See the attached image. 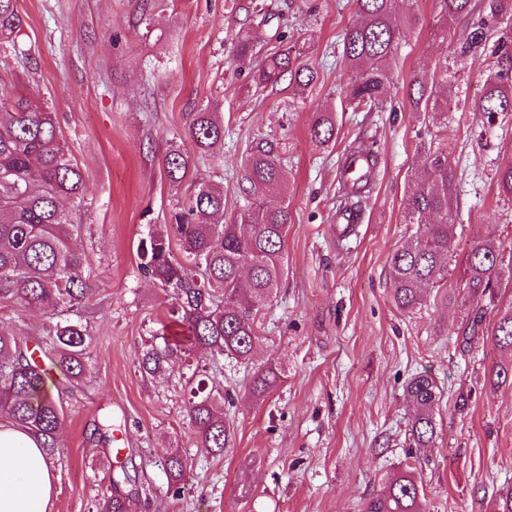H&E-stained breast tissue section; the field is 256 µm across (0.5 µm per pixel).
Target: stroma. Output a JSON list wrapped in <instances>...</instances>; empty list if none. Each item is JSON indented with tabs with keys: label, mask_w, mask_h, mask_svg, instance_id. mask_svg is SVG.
I'll return each mask as SVG.
<instances>
[{
	"label": "stroma",
	"mask_w": 512,
	"mask_h": 512,
	"mask_svg": "<svg viewBox=\"0 0 512 512\" xmlns=\"http://www.w3.org/2000/svg\"><path fill=\"white\" fill-rule=\"evenodd\" d=\"M22 28L0 47V93L48 105L60 138L84 175L82 204L63 208L80 229L88 301L76 314L91 343L85 376L68 386L51 371L63 407L62 446L50 512H96L116 468L113 445L92 438L111 423L131 455L135 480L121 484L131 512H363L405 463L417 467L429 512H492L512 484V384L491 386L496 364L512 361L491 333L512 291L499 290L471 345L462 329L474 311L460 301H426L408 313L391 298L388 260L414 231L405 213L420 144L447 152L454 171L460 266L469 245L493 239L512 256V199L497 173L512 163V112L490 117L474 103L483 57L463 60L449 112L412 111L415 73L446 55L435 40L436 0H394L403 31L390 70L387 109L353 111L341 87L349 78L340 36L360 16L354 0H15ZM248 31L255 50L237 57ZM301 43L317 80L297 93L288 79L256 87L266 56ZM224 114L222 160L195 159V177L224 189V213L249 199L243 160L271 144L286 171L291 224L285 275L257 317L262 341L252 361L209 366L215 385L235 393L224 412L234 432L223 456L196 447L185 412L197 380L187 362L155 376L139 360L162 344L165 293L139 269L137 247L169 223L192 186L171 187L162 169L170 145L192 152L190 113ZM332 110L336 138L312 142L320 110ZM373 152L375 179L352 232L339 233V170L349 147ZM273 361L283 379L257 398V368ZM442 390L433 447H415L412 407L403 387L417 372ZM465 407H457L458 397ZM177 448L190 477L181 497L168 491L158 459Z\"/></svg>",
	"instance_id": "stroma-1"
}]
</instances>
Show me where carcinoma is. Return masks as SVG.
<instances>
[{
    "label": "carcinoma",
    "instance_id": "obj_1",
    "mask_svg": "<svg viewBox=\"0 0 512 512\" xmlns=\"http://www.w3.org/2000/svg\"><path fill=\"white\" fill-rule=\"evenodd\" d=\"M363 21L341 35L343 60L351 77L344 86L346 98L360 109L380 107L389 82V69L400 46V31L392 20L393 0H354ZM441 23L434 36L448 40V28L468 17L469 26L450 43V56L439 71L414 76L408 92L412 108L448 106L452 71L458 62L476 55L488 60L476 111L493 116L512 112V0H437ZM21 26L14 0H0V43H10ZM288 75L304 90L315 72L291 45L269 56L256 71L254 81L266 87ZM336 126L333 113H320L310 129L311 139L330 143ZM189 136L200 156H210L224 145V120L217 112H192ZM423 161L415 172V188L405 202L409 223L417 225L413 238L392 252L389 269L392 298L398 309L411 312L434 292V302L454 304L459 296L475 304L476 313L464 332L476 335L485 316L483 302L495 289L512 288V268L503 276L504 256L499 246L473 242L463 258L457 284L448 283V241L457 228L452 219L453 171L448 155L420 148ZM194 164L178 146L167 151L163 170L169 184L181 185ZM374 167L355 182H339L344 191L342 211L359 215L354 197L369 190ZM245 180L254 201L230 220L224 219V191L206 180L194 182V191L172 223L149 237L140 251V269L158 281L170 297L168 320L179 327L164 345L143 354L140 368L149 374L166 369L175 359L187 360L201 352L211 360L224 357L238 362L252 358L260 336L256 317L273 298L287 271L284 249L290 212L282 196L286 174L273 148L255 144L245 162ZM499 194L512 198V164L499 169ZM84 176L60 142L55 114L50 108L22 96L0 98V301L32 310L53 312L85 302V256L72 245L75 225L68 222L60 199L83 197ZM178 242L180 255L172 250ZM87 326L59 319L48 325L39 348L68 380L84 376L88 348ZM494 342L512 351V308L500 314ZM26 336L0 328V417L37 436L49 457L59 443L63 407L46 389L45 372L33 358ZM281 381L278 368L267 363L253 380L252 393L261 397ZM512 382V362L492 369L490 383ZM412 405L411 438L418 448H428L435 437L434 408L440 388L425 372L411 376L405 388ZM221 394L205 379L190 391L186 414L198 438V449L209 456L224 454L233 427L224 420ZM170 477L174 494L188 477L187 462L171 450L160 460ZM131 480L126 461L117 466L113 492L99 503V512H128L119 484ZM364 512H426V498L416 469L406 465L370 498Z\"/></svg>",
    "mask_w": 512,
    "mask_h": 512
}]
</instances>
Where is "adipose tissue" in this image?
<instances>
[{
	"label": "adipose tissue",
	"instance_id": "ef3b65f1",
	"mask_svg": "<svg viewBox=\"0 0 512 512\" xmlns=\"http://www.w3.org/2000/svg\"><path fill=\"white\" fill-rule=\"evenodd\" d=\"M55 479L39 441L0 419V512H48Z\"/></svg>",
	"mask_w": 512,
	"mask_h": 512
}]
</instances>
